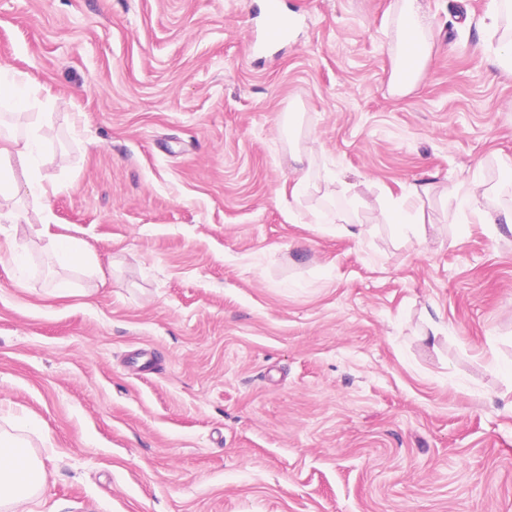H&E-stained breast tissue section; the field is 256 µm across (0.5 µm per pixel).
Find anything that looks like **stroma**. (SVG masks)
Here are the masks:
<instances>
[{
	"mask_svg": "<svg viewBox=\"0 0 512 512\" xmlns=\"http://www.w3.org/2000/svg\"><path fill=\"white\" fill-rule=\"evenodd\" d=\"M0 0V67L41 86L55 186L0 240V410L47 433L35 512H512V74L493 0H424L391 90L398 0ZM319 193L294 199L285 118ZM414 196L416 229L386 219ZM357 207L358 236L336 224ZM97 259L47 293L39 238ZM280 0H266L263 25L260 32L264 43L275 44L288 37V19L283 13ZM421 1H399L398 24L392 31L391 40L396 58L393 90L398 94H404L417 85L429 54L427 36L430 23ZM489 192L490 189L485 186V183L478 182L470 192L460 198V205L468 212L477 215L482 224H512V209L480 210L478 206L479 198L486 197Z\"/></svg>",
	"mask_w": 512,
	"mask_h": 512,
	"instance_id": "stroma-1",
	"label": "stroma"
}]
</instances>
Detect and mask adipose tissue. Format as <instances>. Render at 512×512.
I'll use <instances>...</instances> for the list:
<instances>
[{"label": "adipose tissue", "instance_id": "ef3b65f1", "mask_svg": "<svg viewBox=\"0 0 512 512\" xmlns=\"http://www.w3.org/2000/svg\"><path fill=\"white\" fill-rule=\"evenodd\" d=\"M429 20L421 0H400L398 24L392 32L395 52L393 89L403 94L413 89L421 75L429 54ZM39 126L27 123L24 129L0 127V221L16 219L24 199L45 202L53 186L34 166V154L39 147ZM45 250L53 265L62 269V276L53 278L50 292L63 297L69 294L72 282L66 270L88 269L96 259L86 243L74 236L57 235L41 229ZM27 421L14 413L0 419V512H32L33 502L41 495L44 473L39 457L30 456L29 475L19 478L16 472L14 451L27 447L20 435Z\"/></svg>", "mask_w": 512, "mask_h": 512}]
</instances>
